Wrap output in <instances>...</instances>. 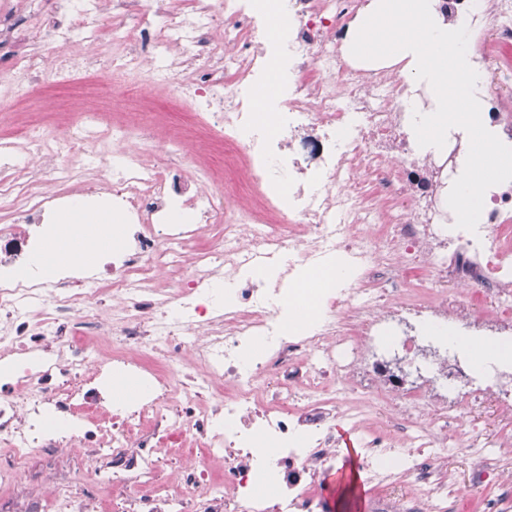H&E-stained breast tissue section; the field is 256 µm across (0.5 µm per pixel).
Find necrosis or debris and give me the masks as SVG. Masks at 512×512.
<instances>
[{
    "label": "necrosis or debris",
    "mask_w": 512,
    "mask_h": 512,
    "mask_svg": "<svg viewBox=\"0 0 512 512\" xmlns=\"http://www.w3.org/2000/svg\"><path fill=\"white\" fill-rule=\"evenodd\" d=\"M60 19L37 0H16L18 22L0 27L11 66L0 73V112L27 97L42 73L27 53L48 30L61 52L58 75L135 73L191 99L223 161L147 163L161 152L143 114L113 123L78 113L61 133L0 139V365L18 368L0 385V442L9 447L0 483L32 451L60 442L85 449L100 484L148 483L161 448L188 449L195 469L164 504L125 500L124 512H321L316 492L334 469L336 434L349 425L364 449L368 482L383 490L373 512H456L462 490L438 473L449 452L494 446L472 424L491 404L512 419V356L485 379L459 373L456 353L424 352L412 327L452 324L462 336L512 344V181L489 188L476 232L455 228L446 207L467 150L463 134L445 152L420 153L412 116L428 101L396 70L345 58L351 23L366 0H282L285 24L267 39L254 0H57ZM449 24H463L479 75L485 127L512 146V0H438ZM121 51L74 56L80 40L105 37ZM281 69L286 90L258 126L254 85ZM133 140L123 175L104 167L110 143ZM233 177L249 201L224 205L213 184ZM109 197L124 217L121 240L97 274L45 279L33 269L62 210ZM220 247L193 251L211 225ZM190 252L178 287H160L168 257ZM343 252L356 272L348 288L316 298L310 330H283L288 286L240 278L265 260L320 265ZM101 309L111 322L96 319ZM110 336L106 363L129 372L146 396L111 407L91 341ZM181 380L184 404L167 400ZM149 433H142L144 421ZM279 445L274 456L253 442ZM276 485L273 501L256 486Z\"/></svg>",
    "instance_id": "necrosis-or-debris-1"
}]
</instances>
